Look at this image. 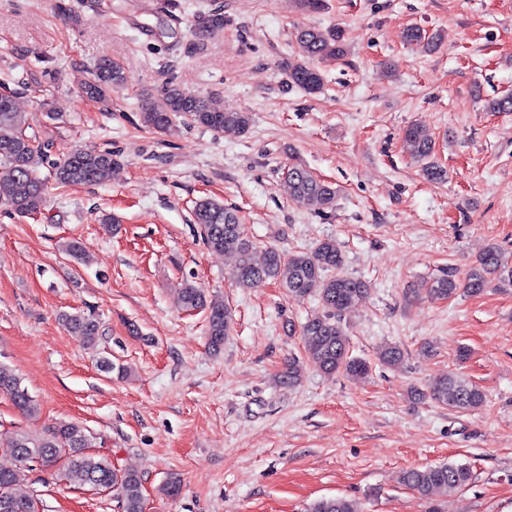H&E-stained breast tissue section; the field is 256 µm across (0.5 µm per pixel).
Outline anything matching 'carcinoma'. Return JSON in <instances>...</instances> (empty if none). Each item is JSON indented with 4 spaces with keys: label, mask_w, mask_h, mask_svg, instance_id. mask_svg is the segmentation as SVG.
Instances as JSON below:
<instances>
[{
    "label": "carcinoma",
    "mask_w": 512,
    "mask_h": 512,
    "mask_svg": "<svg viewBox=\"0 0 512 512\" xmlns=\"http://www.w3.org/2000/svg\"><path fill=\"white\" fill-rule=\"evenodd\" d=\"M197 33L206 37L224 29V14L209 11L195 21ZM296 54L285 65L288 85L308 95L321 92L324 75L320 64L344 56L347 52L345 30L301 26L294 33ZM126 83L124 68L118 62L102 57L95 64V78L84 83L82 93L99 102L108 100L110 92ZM182 117L194 126L220 132L227 137L248 133L252 115L248 112H226L208 98L185 91L168 81L156 96L141 105L142 123L156 131L166 130L174 119ZM26 121L18 112L12 94L0 93V205L20 216L38 213L47 203V185L38 169L47 159L49 144L38 143L25 133ZM404 142L412 157L422 163L423 175L430 181H444L448 171L430 161L433 139L429 130L411 125L404 132ZM120 157L108 149H77L56 163V184L91 185L108 180L120 169ZM286 178L294 200L323 213L336 206L337 188L315 177L306 167L294 164L287 168ZM194 220L206 245L218 252L232 253L237 264L233 277L242 288H255L273 281L291 296H314L321 310L311 314L301 327L308 362L325 374L345 371L353 377L365 376L370 365L349 355V341L342 317L368 291V283L341 273L344 258L335 240L324 239L306 251L283 257L268 247L256 258L257 246L247 235L237 211L212 199H201L194 209ZM512 285V263L496 244L487 245L471 263L463 279L453 273L439 276L424 284L430 297L451 298L459 292L479 295L492 281ZM183 307L208 312L207 335L211 349L219 352L231 327V314L224 300L207 298L205 291L188 285L181 291ZM62 325L74 336H80L87 348L98 349L102 340L100 322L91 313L60 314ZM403 357L397 345L381 348L378 360L397 366ZM301 377L300 360L288 359L278 383L294 387ZM0 394L8 396L16 409L25 415L38 413V405L20 377L0 364ZM435 402L457 411H472L485 403V394L477 386L450 373L429 388ZM0 450L15 459L11 468H0V505L7 501V512H39V500L22 493L19 487L29 479L31 468L20 455L39 457L42 466L61 464L62 476L70 485L92 490L112 488L120 512H144L142 475L134 469H120L103 456L89 450L85 429L77 423H61L34 437L24 432H0ZM471 480L468 466L443 463L405 469L399 482L417 492L427 503V512H440L439 501L466 486ZM306 512H358L347 497H324L310 503Z\"/></svg>",
    "instance_id": "obj_1"
}]
</instances>
